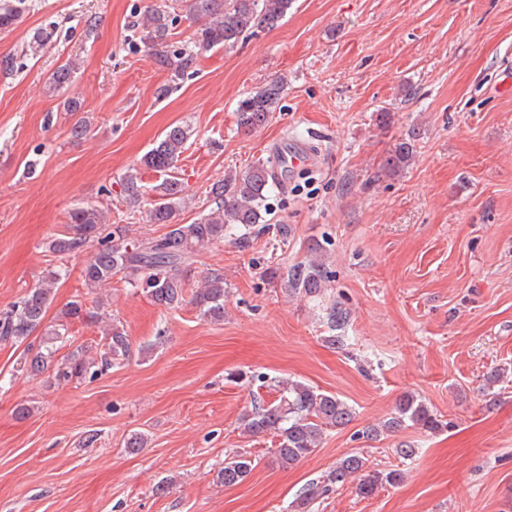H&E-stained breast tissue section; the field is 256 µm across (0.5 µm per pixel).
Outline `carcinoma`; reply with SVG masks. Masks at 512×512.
<instances>
[{"label": "carcinoma", "mask_w": 512, "mask_h": 512, "mask_svg": "<svg viewBox=\"0 0 512 512\" xmlns=\"http://www.w3.org/2000/svg\"><path fill=\"white\" fill-rule=\"evenodd\" d=\"M295 0H189V12L203 20L194 34V47L210 50L231 47L244 36L276 27L288 14ZM26 9V0H0V31L11 30ZM143 29L144 40L153 52L156 64L170 73L169 84L159 90L167 95L188 71L193 69L198 54L187 48L169 49L173 18L162 4L147 7L146 14L135 21ZM73 70L68 64L57 68L49 78V87L61 91L72 83ZM285 79L276 77L240 101L238 124L248 130L268 121L280 100ZM189 136L186 125H172L164 136L144 155L142 164L165 179L154 186L159 203L149 212V222L165 224L168 231L158 238L134 243L126 226L108 223V213L95 204L77 205L68 212L66 232L48 242L47 250L62 260L81 250L89 242H97L98 250L84 264V285L95 290L119 275L133 288L142 290L158 306L177 309L192 304L199 315L211 322L224 320V274L212 272L204 286L186 297V284L180 266L192 260L201 249L221 243L228 229L237 226L251 229L265 222L266 201L273 185L271 168L257 162L242 174L230 173L224 182L211 188L214 207L191 224L176 222L183 205L182 182L171 175ZM414 154V136L394 146L384 161V169L397 173L409 164ZM120 192L132 207L140 205L145 186L138 174L129 172L120 181ZM320 246L310 248L305 263L288 268L283 285L294 293L309 297L319 295L325 287L326 272L315 257ZM67 270L57 266L30 288L18 301L0 311V342L25 345L23 366L40 374L49 369L58 383L86 378L94 379L131 356V343L124 329L114 324L96 344H81L66 357L55 358L60 345L71 341L68 326L84 322L93 315L80 300H73L60 311L59 323L44 326L53 300V287L65 278ZM44 337L35 345L29 342L39 329ZM354 420V412L346 401L334 394L322 393L298 381L281 384L278 403L255 405L241 418L243 431L251 436L271 434L278 440L275 448L280 463L294 467L320 447L324 433L344 428ZM434 433L444 427L443 421L421 399L413 394L400 398L390 417L378 427H368L362 434L375 439L382 434H395L407 428ZM254 460L235 454L224 461L216 474V482L224 487L244 482L254 470ZM404 470H374L368 460L358 454L347 455L336 463L321 480L306 485L296 502V512H310V506L322 499L338 484L357 481L358 494L370 497L386 486L403 481Z\"/></svg>", "instance_id": "1"}]
</instances>
